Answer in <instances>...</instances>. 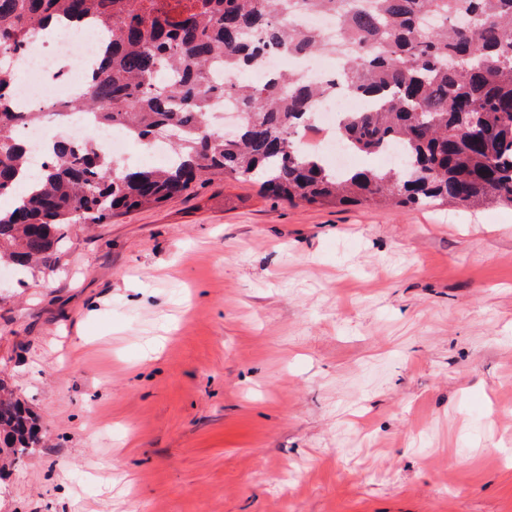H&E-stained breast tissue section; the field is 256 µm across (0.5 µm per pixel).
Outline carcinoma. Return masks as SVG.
<instances>
[{
  "label": "carcinoma",
  "mask_w": 512,
  "mask_h": 512,
  "mask_svg": "<svg viewBox=\"0 0 512 512\" xmlns=\"http://www.w3.org/2000/svg\"><path fill=\"white\" fill-rule=\"evenodd\" d=\"M196 0L179 18L166 0H0V50L18 52L33 33L64 17L91 19L111 40L82 99L60 110L95 111L149 145L170 132L172 160L160 167L122 165L67 137L45 147L34 166L16 135L38 112H18L12 93L21 71L0 63V268L47 270L76 224H109L145 207L190 195L214 177L257 180L263 193L290 203L380 208L448 205L466 211L512 206V0ZM336 14L352 50L339 73L319 84L296 73L233 88L243 118L224 138L212 123L218 64L244 73L260 55L320 51L314 29L296 14ZM361 96L374 105L341 112L336 136L363 157L395 147L398 166L337 171L322 153L300 146L317 98ZM33 171L23 190L21 171ZM43 442L37 417L0 382V460Z\"/></svg>",
  "instance_id": "carcinoma-1"
}]
</instances>
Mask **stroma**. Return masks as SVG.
<instances>
[{
  "label": "stroma",
  "instance_id": "1",
  "mask_svg": "<svg viewBox=\"0 0 512 512\" xmlns=\"http://www.w3.org/2000/svg\"><path fill=\"white\" fill-rule=\"evenodd\" d=\"M0 378V512H512V208L216 178L0 274ZM0 382V460H16L43 442L37 417Z\"/></svg>",
  "mask_w": 512,
  "mask_h": 512
}]
</instances>
